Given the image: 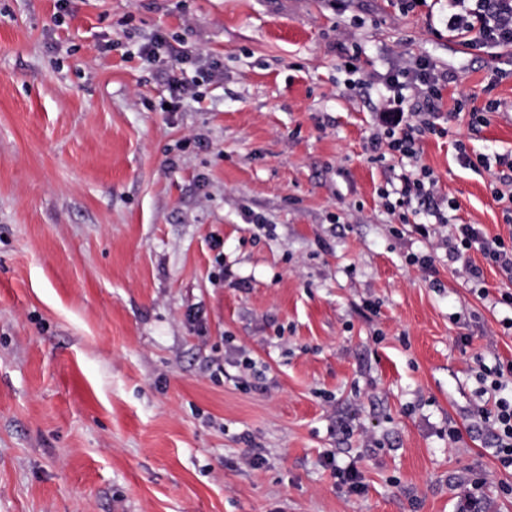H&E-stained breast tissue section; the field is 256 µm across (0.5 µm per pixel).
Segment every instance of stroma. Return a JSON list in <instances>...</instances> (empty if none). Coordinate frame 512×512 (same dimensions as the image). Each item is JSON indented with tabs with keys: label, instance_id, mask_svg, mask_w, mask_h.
Returning a JSON list of instances; mask_svg holds the SVG:
<instances>
[{
	"label": "stroma",
	"instance_id": "obj_1",
	"mask_svg": "<svg viewBox=\"0 0 512 512\" xmlns=\"http://www.w3.org/2000/svg\"><path fill=\"white\" fill-rule=\"evenodd\" d=\"M447 17L0 0V512H512L478 414L512 279L474 292L445 246L512 235L497 168L458 157L512 153V48L464 49ZM157 35L216 72L176 112L173 61L137 55ZM420 58L455 77L440 131L376 159L384 80ZM424 167L426 238L385 200Z\"/></svg>",
	"mask_w": 512,
	"mask_h": 512
}]
</instances>
